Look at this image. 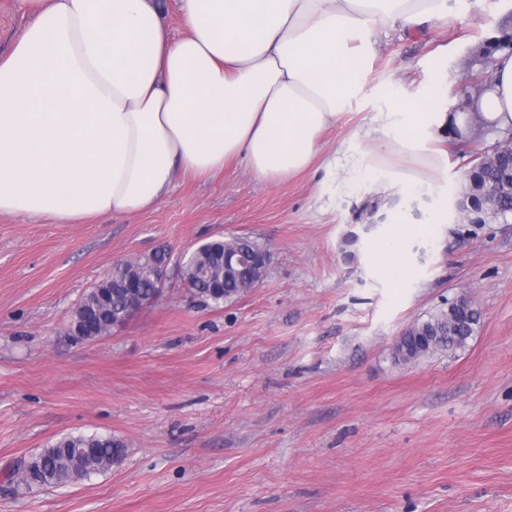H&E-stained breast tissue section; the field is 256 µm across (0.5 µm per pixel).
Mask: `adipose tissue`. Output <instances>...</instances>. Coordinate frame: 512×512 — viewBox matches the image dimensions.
Instances as JSON below:
<instances>
[{
  "mask_svg": "<svg viewBox=\"0 0 512 512\" xmlns=\"http://www.w3.org/2000/svg\"><path fill=\"white\" fill-rule=\"evenodd\" d=\"M177 2L175 37L161 0H17L29 23L0 58V215H135L177 175L235 159L261 183L302 173L365 81L376 31L448 22V0ZM447 93L369 113L345 153L351 180L436 191L444 134L512 129V52L495 54L479 111L442 108ZM431 232L397 224L372 259L400 280V237Z\"/></svg>",
  "mask_w": 512,
  "mask_h": 512,
  "instance_id": "1",
  "label": "adipose tissue"
}]
</instances>
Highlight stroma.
I'll return each instance as SVG.
<instances>
[{"mask_svg": "<svg viewBox=\"0 0 512 512\" xmlns=\"http://www.w3.org/2000/svg\"><path fill=\"white\" fill-rule=\"evenodd\" d=\"M448 12L444 26L375 34L371 71L323 133L324 156L389 99L432 95L437 74L452 111L467 70L491 74L476 58L512 0H448ZM444 147L432 195L376 199L321 159L276 184L232 162L178 177L134 217L1 215L0 512H512V217L402 239L399 284L370 255L396 221L425 224L457 203L476 148ZM240 235L269 249L265 280L201 303L177 258ZM156 252L170 258L161 296L109 336H72L82 295L116 263ZM460 299L481 314L465 348L394 361L415 319ZM81 433L121 439V464L49 489L13 478Z\"/></svg>", "mask_w": 512, "mask_h": 512, "instance_id": "35a3bbf8", "label": "stroma"}]
</instances>
